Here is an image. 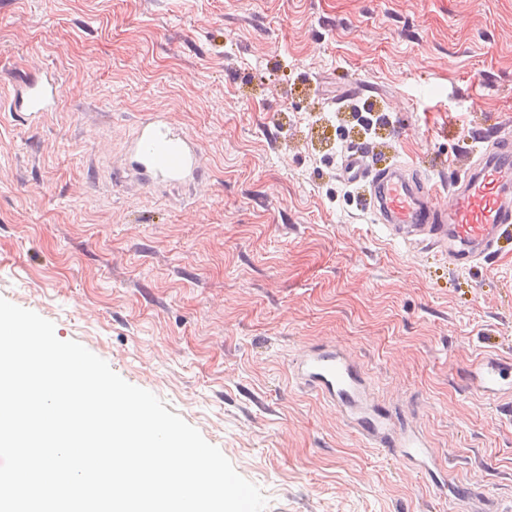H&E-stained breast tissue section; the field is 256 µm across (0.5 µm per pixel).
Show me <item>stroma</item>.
Listing matches in <instances>:
<instances>
[{
    "instance_id": "obj_1",
    "label": "stroma",
    "mask_w": 512,
    "mask_h": 512,
    "mask_svg": "<svg viewBox=\"0 0 512 512\" xmlns=\"http://www.w3.org/2000/svg\"><path fill=\"white\" fill-rule=\"evenodd\" d=\"M53 71L59 102L11 111ZM163 115L202 172L143 181ZM512 133V0H0V297L162 399L265 512H477L292 375L333 344L450 486L512 512V244L472 265L389 239L340 163L461 174ZM480 392L495 396L506 391L504 386H512V362L504 363L495 357H486L478 365L477 371L469 375Z\"/></svg>"
}]
</instances>
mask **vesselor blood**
<instances>
[{"label":"vessel or blood","mask_w":512,"mask_h":512,"mask_svg":"<svg viewBox=\"0 0 512 512\" xmlns=\"http://www.w3.org/2000/svg\"><path fill=\"white\" fill-rule=\"evenodd\" d=\"M57 87L53 74L42 81L20 83L14 110L37 117L54 106ZM132 153L137 167L150 179L180 183L201 172L194 144L157 120L140 125ZM342 169L349 182L367 179L372 213L391 238H422L430 246L447 249L455 261L490 255L512 226L511 138L497 136L493 149L480 153L468 172L449 180L444 192L400 164L365 169L359 149L351 151ZM444 193L450 198L445 205L439 202ZM293 375L301 386L343 412L353 429L386 449L395 461L424 462L427 450L422 442L397 429L387 414L375 408L362 369L336 347L320 345L301 353L293 362ZM470 380L483 394L498 395L512 385V362L484 358Z\"/></svg>","instance_id":"1"}]
</instances>
